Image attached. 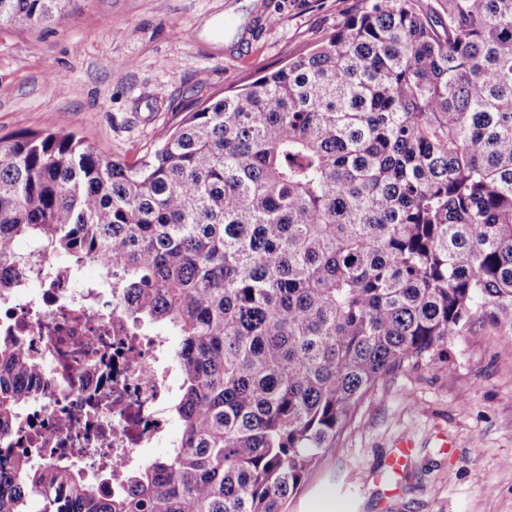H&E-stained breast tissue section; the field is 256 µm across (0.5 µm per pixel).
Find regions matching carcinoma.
Instances as JSON below:
<instances>
[{"instance_id": "1", "label": "carcinoma", "mask_w": 512, "mask_h": 512, "mask_svg": "<svg viewBox=\"0 0 512 512\" xmlns=\"http://www.w3.org/2000/svg\"><path fill=\"white\" fill-rule=\"evenodd\" d=\"M22 237L112 264L170 326L182 430L116 494L16 455L0 512H284L380 380L441 362L479 308L512 332V0H368L134 164L68 130L1 142L0 296ZM37 371L0 337V435Z\"/></svg>"}]
</instances>
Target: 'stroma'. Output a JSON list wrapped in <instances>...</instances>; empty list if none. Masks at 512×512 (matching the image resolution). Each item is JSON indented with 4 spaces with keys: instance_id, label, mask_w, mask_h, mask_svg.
Segmentation results:
<instances>
[{
    "instance_id": "35a3bbf8",
    "label": "stroma",
    "mask_w": 512,
    "mask_h": 512,
    "mask_svg": "<svg viewBox=\"0 0 512 512\" xmlns=\"http://www.w3.org/2000/svg\"><path fill=\"white\" fill-rule=\"evenodd\" d=\"M361 0H67L0 24V139L71 130L136 162L187 112L306 55ZM512 336L476 315L445 361L378 382L287 512H512ZM411 438L399 476L375 483ZM65 1L0 0V21L3 19L18 28H35L45 23L58 25L68 16L63 6Z\"/></svg>"
}]
</instances>
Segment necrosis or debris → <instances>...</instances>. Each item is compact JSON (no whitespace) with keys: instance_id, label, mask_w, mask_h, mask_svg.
I'll list each match as a JSON object with an SVG mask.
<instances>
[{"instance_id":"necrosis-or-debris-1","label":"necrosis or debris","mask_w":512,"mask_h":512,"mask_svg":"<svg viewBox=\"0 0 512 512\" xmlns=\"http://www.w3.org/2000/svg\"><path fill=\"white\" fill-rule=\"evenodd\" d=\"M99 271L89 279L35 254L18 270L23 295L0 300V334L41 369L0 446L36 441L90 481L111 468L117 484L167 436L176 363L167 339L132 318V298L108 288L111 267Z\"/></svg>"}]
</instances>
